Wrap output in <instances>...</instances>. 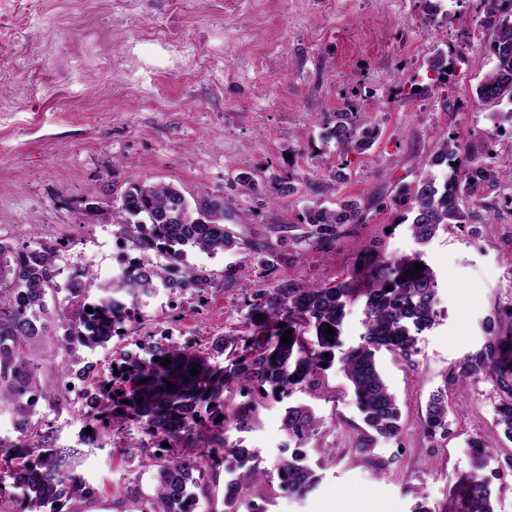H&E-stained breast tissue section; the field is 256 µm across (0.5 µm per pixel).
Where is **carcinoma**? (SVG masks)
I'll return each mask as SVG.
<instances>
[{
  "label": "carcinoma",
  "mask_w": 512,
  "mask_h": 512,
  "mask_svg": "<svg viewBox=\"0 0 512 512\" xmlns=\"http://www.w3.org/2000/svg\"><path fill=\"white\" fill-rule=\"evenodd\" d=\"M482 26L490 29L487 52L495 67L475 89L477 101L486 107L509 105L512 117V0H487ZM448 58L431 60L429 71L439 87L448 75ZM378 131L363 105L348 102L334 112L326 138L335 141L338 166L327 182H310L316 196L335 192L347 178V157L363 154L375 143ZM426 165L447 168L443 180L426 172L406 190V209L398 223L408 225L419 249L410 255L378 252L364 257V266L348 279L332 284H309L277 276L299 250L326 252L353 224L366 221L355 199H339L334 206L321 203L304 207L298 224L278 225L276 246L259 245L252 251L267 252L271 260L259 264L255 292L245 301L242 327L213 338L205 348L181 344L171 336L146 333L135 339L137 352H124L113 360L117 369L101 377L96 363L83 362L81 348L104 347L113 337H125L128 324L136 321L132 306L143 296L164 288L171 293H191L197 300L217 285L236 287L240 266L228 263L216 272L187 263L198 251L213 256L237 250L246 241L227 225L241 215L223 198L206 191L187 198L169 182L139 181L130 184L112 205L115 235L133 250H145L135 272L116 276L92 293L89 273L58 282L62 270L57 261L61 244L41 243L16 248L0 242V416L12 418L15 439L0 437V512H13L17 488H22L24 512H90L100 492L78 472L79 461L90 448H100L115 429L126 435L124 447L155 448L153 493H144L135 482L114 493L117 512H186L190 502L212 501L222 473L242 468L254 452L228 441L227 431H244L256 420L259 406L273 397L290 398L297 391L323 389L324 372L340 360L343 373L359 402L367 429L346 434L359 451L375 446L380 438L402 434L401 412L380 374L376 353L385 348L409 357L416 351L417 336L438 322V278L423 259L422 247L441 231L460 227L477 217L466 206L480 200L485 186L498 173L484 150L471 149L447 132L437 137L436 150ZM298 192L297 175L282 171L272 179L270 200ZM300 228L302 233L291 230ZM186 270L185 278L170 277L171 264ZM424 265L421 270L415 264ZM392 290H386V287ZM64 299H58L60 292ZM365 298L364 332L360 343L336 356L348 301ZM93 312L88 313L86 309ZM263 315V319L256 315ZM286 326L279 327L280 323ZM333 328V335L324 329ZM287 329L290 344L282 343ZM499 341L493 335L485 348L467 358L460 378L480 370H495ZM226 356L228 364L217 361ZM170 365H161V360ZM200 365L197 375L192 364ZM509 372H498V382L509 397L497 406V422L512 439V386ZM82 384L79 409L82 429L78 441L58 445L57 430L49 414L71 407L74 381ZM249 401L232 404L233 393ZM142 402H137V399ZM323 420L302 404L286 408L283 429L287 441L276 463L279 487L299 497L313 491L320 477L305 463L300 449L316 435ZM91 428L85 433V428ZM423 434L431 440L448 432L447 389L434 393L427 406ZM168 446H162V443ZM471 469L455 486L456 512H495L491 481L485 474L491 460L492 475L512 472V455L493 458L483 443L469 445ZM254 469L240 471L226 482L223 505L234 512L238 497L260 482Z\"/></svg>",
  "instance_id": "carcinoma-1"
}]
</instances>
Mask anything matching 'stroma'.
<instances>
[{
	"instance_id": "1",
	"label": "stroma",
	"mask_w": 512,
	"mask_h": 512,
	"mask_svg": "<svg viewBox=\"0 0 512 512\" xmlns=\"http://www.w3.org/2000/svg\"><path fill=\"white\" fill-rule=\"evenodd\" d=\"M483 15L481 0H433L429 8L423 0H0V241H61L64 275L87 270L106 283L114 228L87 205L112 203L137 181L229 199L244 214L235 232L262 239L271 225L294 223L313 199L296 195L260 210L236 175L291 167L328 178L336 148L324 127L353 100L369 104L379 136L367 152L350 154L337 194L357 200L368 221L351 226L332 252L306 253L281 272L333 283L361 264L364 247L411 253L415 244L396 223L400 192L424 172L436 133L490 146L498 180L484 200L512 195V117L475 102L495 65ZM440 52L451 70L433 90L428 62ZM425 259L439 280V323L419 335L410 357L377 355L401 410V437L380 440L368 456L349 447L342 433L363 428V414L332 366L324 391L293 396L324 421L306 445L307 464L321 469L317 490L303 499L279 490L286 405L271 399L242 435L267 476L238 512L253 504L262 512H412L419 502L452 512L450 488L470 467L469 442L512 455L497 423L504 393L496 377H458L490 336L512 345V207L501 206L493 224L441 233ZM188 260L215 270L241 264L240 281L201 302L162 289L141 298L135 314L154 335L204 345L241 323L258 271L245 249ZM440 388L448 392V436L434 444L421 425ZM325 448L336 451L326 467ZM374 457L390 460V469L376 471ZM81 471L101 489L93 512H112V491L127 481L153 491L148 450L129 459L109 444L94 448Z\"/></svg>"
}]
</instances>
